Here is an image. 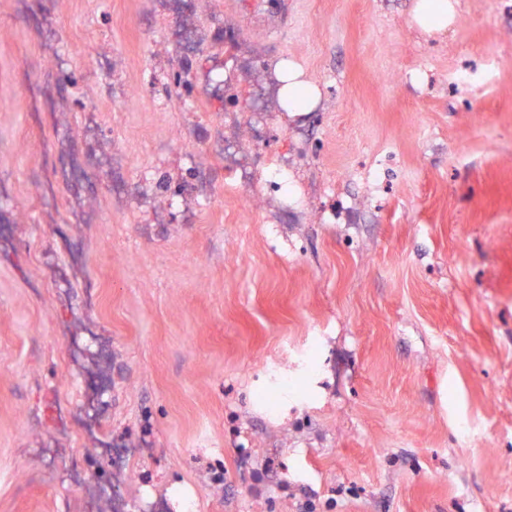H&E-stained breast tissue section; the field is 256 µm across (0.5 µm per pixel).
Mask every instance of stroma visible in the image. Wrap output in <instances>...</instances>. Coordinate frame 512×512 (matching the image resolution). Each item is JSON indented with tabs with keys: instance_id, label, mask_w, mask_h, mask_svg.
Listing matches in <instances>:
<instances>
[{
	"instance_id": "obj_1",
	"label": "stroma",
	"mask_w": 512,
	"mask_h": 512,
	"mask_svg": "<svg viewBox=\"0 0 512 512\" xmlns=\"http://www.w3.org/2000/svg\"><path fill=\"white\" fill-rule=\"evenodd\" d=\"M413 3L0 0V512H512V0ZM457 4L456 0H415L413 21L425 33L442 32L454 23ZM283 87L281 102L286 112H305L318 101V88L306 80L301 68L293 62L282 63L280 67Z\"/></svg>"
}]
</instances>
